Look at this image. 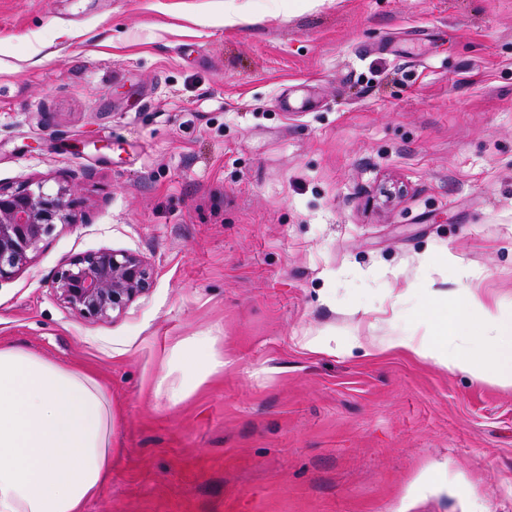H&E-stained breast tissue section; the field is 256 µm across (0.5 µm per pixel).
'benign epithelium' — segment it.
Listing matches in <instances>:
<instances>
[{
  "mask_svg": "<svg viewBox=\"0 0 512 512\" xmlns=\"http://www.w3.org/2000/svg\"><path fill=\"white\" fill-rule=\"evenodd\" d=\"M72 191L41 182L0 187V281L15 276L33 259L59 224H71ZM56 297L87 321L116 318L152 283L149 264L140 255L100 249L75 256L51 277Z\"/></svg>",
  "mask_w": 512,
  "mask_h": 512,
  "instance_id": "benign-epithelium-1",
  "label": "benign epithelium"
}]
</instances>
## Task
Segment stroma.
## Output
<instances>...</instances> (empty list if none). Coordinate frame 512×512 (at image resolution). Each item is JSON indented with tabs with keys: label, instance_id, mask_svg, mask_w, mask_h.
Listing matches in <instances>:
<instances>
[{
	"label": "stroma",
	"instance_id": "35a3bbf8",
	"mask_svg": "<svg viewBox=\"0 0 512 512\" xmlns=\"http://www.w3.org/2000/svg\"><path fill=\"white\" fill-rule=\"evenodd\" d=\"M32 180L76 221L0 341L112 401L82 512H512V387L386 346L432 290L512 310V0H0V185ZM99 249L152 286L89 322L50 279ZM193 336L225 365L174 403Z\"/></svg>",
	"mask_w": 512,
	"mask_h": 512
}]
</instances>
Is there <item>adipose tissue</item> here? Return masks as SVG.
<instances>
[{
    "label": "adipose tissue",
    "mask_w": 512,
    "mask_h": 512,
    "mask_svg": "<svg viewBox=\"0 0 512 512\" xmlns=\"http://www.w3.org/2000/svg\"><path fill=\"white\" fill-rule=\"evenodd\" d=\"M448 307L441 326L469 336L477 322L495 335L476 349L452 350L437 335L399 336L394 348L451 371L512 386V311L491 312L470 288L449 302L431 300L430 314ZM219 365L210 339L178 342L157 381L170 401L185 399ZM112 468V405L87 370L65 368L12 344L0 345V512H80Z\"/></svg>",
    "instance_id": "adipose-tissue-1"
}]
</instances>
